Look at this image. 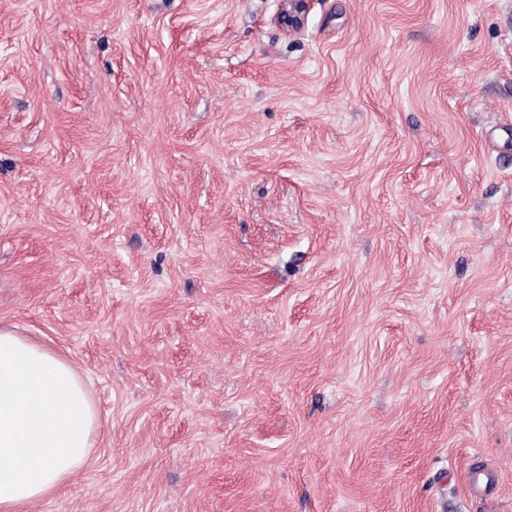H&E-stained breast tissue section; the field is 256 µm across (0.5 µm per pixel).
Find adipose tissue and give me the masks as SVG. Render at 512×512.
<instances>
[{
    "instance_id": "ef3b65f1",
    "label": "adipose tissue",
    "mask_w": 512,
    "mask_h": 512,
    "mask_svg": "<svg viewBox=\"0 0 512 512\" xmlns=\"http://www.w3.org/2000/svg\"><path fill=\"white\" fill-rule=\"evenodd\" d=\"M94 424L77 370L0 328V512L64 485L88 458Z\"/></svg>"
}]
</instances>
